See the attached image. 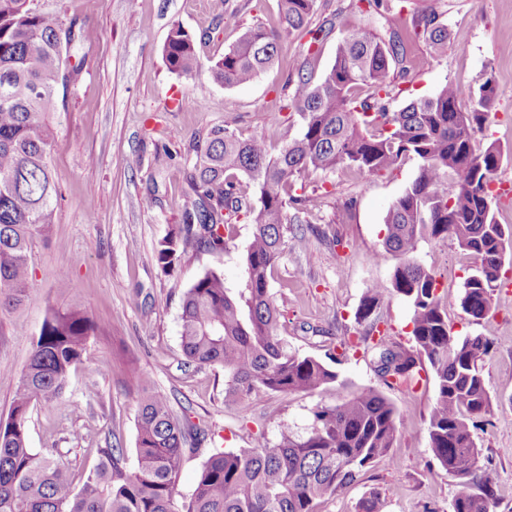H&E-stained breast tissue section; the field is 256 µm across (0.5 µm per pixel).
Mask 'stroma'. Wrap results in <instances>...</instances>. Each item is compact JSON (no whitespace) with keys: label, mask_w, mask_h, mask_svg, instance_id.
<instances>
[{"label":"stroma","mask_w":512,"mask_h":512,"mask_svg":"<svg viewBox=\"0 0 512 512\" xmlns=\"http://www.w3.org/2000/svg\"><path fill=\"white\" fill-rule=\"evenodd\" d=\"M278 0H33L47 16L79 17L98 36L84 48L85 64L69 86L64 111L53 122L57 136L51 166L59 188L57 213L32 253V286L19 309L0 314V417L7 416L18 378L46 315L71 305L84 307L99 333L90 339L83 362L72 373L64 398L68 410L46 404L30 412L31 448L54 444L67 453L76 479L96 464L98 448H123L135 464V420L139 381L166 395L175 412H187L203 433L185 459L178 482L190 497L201 465L219 449L252 447L258 435L277 441L281 429L304 431L316 406L334 402L335 388L312 394H265L249 408L225 402L224 370L187 365L180 347L181 298L201 273L212 269L230 291L243 287V255L251 227L238 225L224 249L191 248L172 274L155 259L158 242L178 224L187 203L183 172L190 166V141L217 126L245 136L282 143L286 125L298 116L281 112L269 121L277 93L288 75L287 58L303 42L289 37L283 64L254 83L227 89L207 72L181 77L169 72L162 48L172 25L198 39L201 60L223 53L256 22L277 18ZM436 5L448 27V48L433 57L413 32L415 12ZM380 29L397 27L407 41L413 67L390 94L396 112L410 100L434 95L452 82L477 87L493 76L498 89L495 115L482 144L510 155L495 177L512 181V0H407L391 20L374 15ZM203 89V111L176 109L175 99ZM140 156L132 168L129 158ZM419 162L407 159L393 173L364 181L354 171L321 173L313 184L324 194L301 225L307 252L286 251L272 271L270 289L285 321L284 337L301 353L325 356L337 336L362 339L355 319L368 288L389 284L396 259L382 254L389 206L414 179ZM353 208H346L348 198ZM418 260L431 269L448 310V325L459 336L481 335L498 348L484 367L493 396L491 414L474 434L480 463L498 475L492 512H512V291L498 289L494 312L473 322L460 305L470 261L454 241L423 242ZM65 270L59 280L55 270ZM389 342L412 347V310L400 295L388 294L380 309ZM401 419L391 453L397 465L381 461L358 481L319 507L320 512H356L369 489L381 494L382 512H449L457 491L454 479L429 449L427 419L435 384L388 390Z\"/></svg>","instance_id":"obj_1"}]
</instances>
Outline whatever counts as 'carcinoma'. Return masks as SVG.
Instances as JSON below:
<instances>
[{
  "instance_id": "carcinoma-1",
  "label": "carcinoma",
  "mask_w": 512,
  "mask_h": 512,
  "mask_svg": "<svg viewBox=\"0 0 512 512\" xmlns=\"http://www.w3.org/2000/svg\"><path fill=\"white\" fill-rule=\"evenodd\" d=\"M275 24L245 29L224 53L203 65L195 42L180 25L163 46L167 69L192 76L207 69L226 88L257 80L279 61L282 42L299 32L307 47L288 70L280 108L296 113L299 128L285 132L276 149L265 138L245 137L224 126L190 145L185 172L188 203L181 221L156 247L157 264L171 273L185 249L224 246V233L251 224L245 284L232 294L223 275L205 270L181 303V351L186 364L224 368V400L248 404L261 393H314L343 388L327 359L304 355L282 335L283 315L270 288L271 272L292 248L305 251L303 234L290 225L309 223L313 199L297 194L318 173L347 168L366 178L383 176L406 159L420 161L416 177L389 207L383 251L397 257L391 287L367 289L355 317L365 336L377 331L375 311L395 292L412 309L413 350L379 339L371 353L383 388H413L426 370L436 400L427 431L437 463L455 478L450 512H490L497 473L478 465L481 449L472 428L490 414L492 397L483 375L493 340L457 336L436 292V276L416 256L422 241L452 240L474 260L460 304L473 321L484 319L512 257V226L497 222L490 190L503 162L500 147L482 145L477 134L491 119L497 85L488 77L468 92L453 83L434 95L388 109L391 88L409 74L406 46L390 27L380 34L366 22L386 0H357L340 30L331 64L320 69L318 47L336 21L313 22L316 0H278ZM427 50L440 56L448 27L432 5L414 17ZM93 30L76 18L54 21L30 0H0V313L21 306L31 288L33 240L54 223L58 191L48 158L56 132L52 115L63 106L59 91L77 81L81 50ZM246 178L253 188H239ZM95 323L72 306L51 311L33 341L11 409L0 417V512H318V506L353 484L359 473L386 458L400 420L383 388L337 395L312 411L306 431L290 427L271 444L220 451L203 463L189 501L179 502L178 476L193 451V426L176 415L167 396L140 384L136 416V465L124 451L98 449L99 463L81 486L55 446L29 447L34 404L64 403L71 370L81 363ZM358 512H381L380 493L366 492Z\"/></svg>"
}]
</instances>
